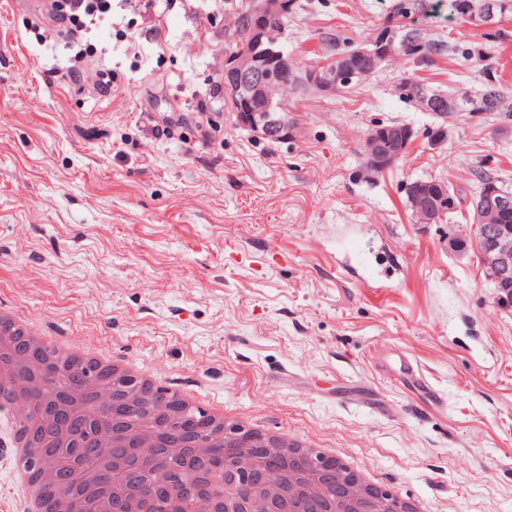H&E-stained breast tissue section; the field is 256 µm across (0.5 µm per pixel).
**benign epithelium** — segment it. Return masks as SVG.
Segmentation results:
<instances>
[{
    "label": "benign epithelium",
    "mask_w": 512,
    "mask_h": 512,
    "mask_svg": "<svg viewBox=\"0 0 512 512\" xmlns=\"http://www.w3.org/2000/svg\"><path fill=\"white\" fill-rule=\"evenodd\" d=\"M243 8L258 19H270L289 8L288 0H244ZM467 11L472 23L493 27L500 22L501 15L488 0H470ZM284 30L270 28L262 23L252 30L251 47L248 53L233 55L224 60L225 73L233 79L234 93L238 101L236 117L238 124L269 141L288 139V113L279 98L280 67L290 65L288 58L278 50ZM390 33L378 32L369 46H362L352 54L372 60L378 67L386 54L385 43ZM363 73L345 65L336 64L324 71L307 72L309 82L323 93L336 89V85H351L361 79ZM380 133L369 134L368 170L375 171L396 163L402 156L399 149L379 157L376 147ZM407 200L416 222L432 224L448 208V192L435 180L420 181L407 193ZM512 210V194L494 183L486 184L481 194L480 213L474 225L479 231V250L485 274L498 288V300L512 303V224L497 223V216Z\"/></svg>",
    "instance_id": "1"
}]
</instances>
